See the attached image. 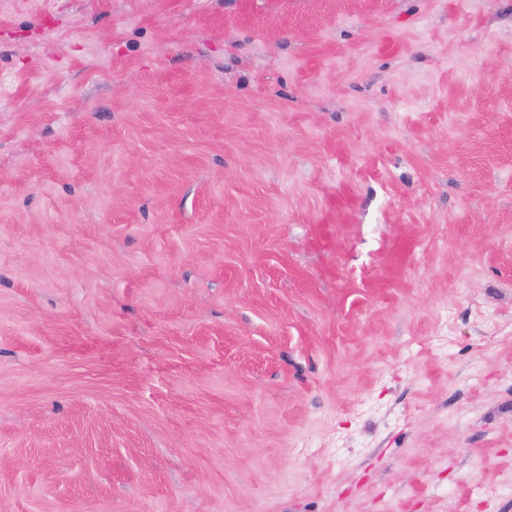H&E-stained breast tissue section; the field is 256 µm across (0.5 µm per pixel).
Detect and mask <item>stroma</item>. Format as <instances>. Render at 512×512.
Returning <instances> with one entry per match:
<instances>
[{
    "label": "stroma",
    "mask_w": 512,
    "mask_h": 512,
    "mask_svg": "<svg viewBox=\"0 0 512 512\" xmlns=\"http://www.w3.org/2000/svg\"><path fill=\"white\" fill-rule=\"evenodd\" d=\"M0 512H512V0H0Z\"/></svg>",
    "instance_id": "obj_1"
}]
</instances>
